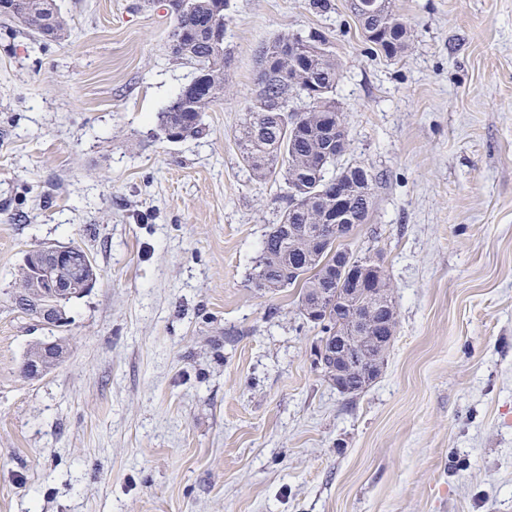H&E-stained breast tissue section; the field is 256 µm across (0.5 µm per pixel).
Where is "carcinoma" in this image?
<instances>
[{"label": "carcinoma", "instance_id": "1", "mask_svg": "<svg viewBox=\"0 0 512 512\" xmlns=\"http://www.w3.org/2000/svg\"><path fill=\"white\" fill-rule=\"evenodd\" d=\"M11 4L12 18L32 32L53 41L68 37L62 14L49 9L46 0H11ZM361 4L372 5L366 24L380 33L378 41L372 43L373 50L390 58L401 54L408 29L394 10L393 0H353L357 17ZM170 8L175 18L171 32L173 56L192 63L196 71L212 78L207 93L177 96L159 116L164 126L178 130L180 138L185 139L203 134L202 113L224 97V67L228 63L224 44H215L212 32L199 28V23L201 17L209 16L224 27L227 0H170ZM259 57L271 64L259 71L239 130V146L255 179L263 181L277 170L283 171L288 208L280 222L269 225L264 234L251 283L267 294L297 288L303 305L319 294L332 292L352 309L362 304L373 310L378 323H397L391 280L386 274L370 276L367 264L371 256L352 251L341 239L332 240L318 251L310 246V238L325 226L324 216L336 208V183H341L346 192V209L354 230L368 219L373 186L378 179L377 174L361 165L336 169V136L327 129L324 113L336 109L330 93L336 87L340 63L328 38L318 30L307 36L288 34L262 44ZM310 82L318 93L304 110L270 111L276 101L294 103L299 90ZM338 257L369 279L366 292L344 297L342 275L336 274ZM87 261L83 250L73 249L69 277L76 293L84 290L90 276ZM310 323L320 328V340L328 346L339 344L351 328L350 322L336 317L334 304ZM343 386V393L352 396L368 388L358 372L349 373Z\"/></svg>", "mask_w": 512, "mask_h": 512}]
</instances>
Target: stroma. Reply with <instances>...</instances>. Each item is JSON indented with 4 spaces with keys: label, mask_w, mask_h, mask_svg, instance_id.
<instances>
[{
    "label": "stroma",
    "mask_w": 512,
    "mask_h": 512,
    "mask_svg": "<svg viewBox=\"0 0 512 512\" xmlns=\"http://www.w3.org/2000/svg\"><path fill=\"white\" fill-rule=\"evenodd\" d=\"M228 0L227 89L201 136L158 115L195 75L169 0H56V42L0 18V512H512V0H395L408 46L351 0ZM318 29L350 151L378 174L349 246L385 259L380 377L340 394L298 291L249 275L283 180L237 136L259 46ZM81 247L63 327L14 310L27 253ZM62 340L44 376L35 340ZM392 0H355L351 7L362 25L360 15V4H371L372 13L366 19L365 23L372 29L366 30V36L375 39L380 36L378 41L370 43L374 51H379L386 57H396L401 54L407 44L408 29L400 15L394 10ZM377 30V31H375Z\"/></svg>",
    "instance_id": "1"
}]
</instances>
